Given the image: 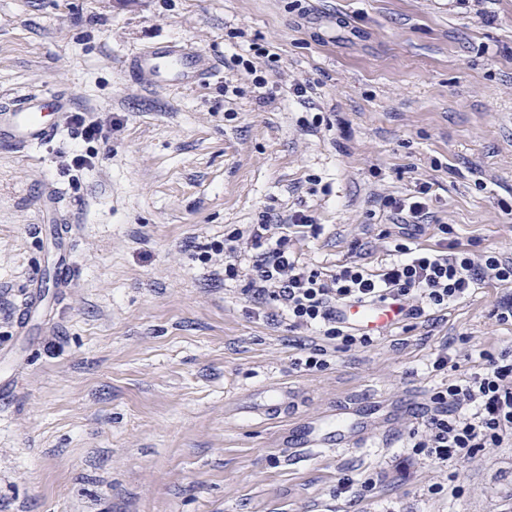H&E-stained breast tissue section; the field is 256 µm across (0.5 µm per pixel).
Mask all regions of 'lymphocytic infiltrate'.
<instances>
[{"label": "lymphocytic infiltrate", "instance_id": "1", "mask_svg": "<svg viewBox=\"0 0 512 512\" xmlns=\"http://www.w3.org/2000/svg\"><path fill=\"white\" fill-rule=\"evenodd\" d=\"M431 186L416 184L404 197H385L386 208L401 223L394 234L390 261L372 271L353 263L329 273L303 262L295 248L301 238H318L322 225L296 210L285 224L248 225L224 238V275L244 278V292L255 304L274 306L289 327L313 329L345 346H367L371 337L342 325L337 306L356 302H396L406 318L418 319L446 310L467 297L479 283L512 284V258L475 252L450 238L440 225L433 247L415 245L416 233L430 214ZM424 437L411 441L422 461L467 459L476 451L512 437V355H486L480 372L437 388Z\"/></svg>", "mask_w": 512, "mask_h": 512}]
</instances>
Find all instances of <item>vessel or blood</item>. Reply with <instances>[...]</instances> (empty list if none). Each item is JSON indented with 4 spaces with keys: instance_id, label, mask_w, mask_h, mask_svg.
<instances>
[{
    "instance_id": "b4317fda",
    "label": "vessel or blood",
    "mask_w": 512,
    "mask_h": 512,
    "mask_svg": "<svg viewBox=\"0 0 512 512\" xmlns=\"http://www.w3.org/2000/svg\"><path fill=\"white\" fill-rule=\"evenodd\" d=\"M132 73L149 86L170 90L188 89L211 77L214 67L205 56L188 44L160 41L152 44L125 62ZM52 104L57 113L72 106L71 97L63 92L28 93L0 109V147L25 154L51 142L58 125L43 123L39 115L45 104ZM337 317L347 325L381 335L395 327L401 315L389 304H352L337 309ZM295 394L287 384L278 383L261 394L237 398L234 416L242 421H265L288 410ZM362 434L347 426H337L335 414H325L307 422L286 445L316 453L326 448H357Z\"/></svg>"
}]
</instances>
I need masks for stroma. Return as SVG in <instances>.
<instances>
[{
  "label": "stroma",
  "mask_w": 512,
  "mask_h": 512,
  "mask_svg": "<svg viewBox=\"0 0 512 512\" xmlns=\"http://www.w3.org/2000/svg\"><path fill=\"white\" fill-rule=\"evenodd\" d=\"M158 40L191 44L216 74L138 83L124 62ZM239 55L278 85L273 102ZM298 82L311 98L288 94ZM42 88L71 93L107 140L81 171L64 164L85 146L73 128L30 159L0 150V512H512V438L412 465L421 422L402 415L358 448L282 445L338 404H425L483 353H512L494 315L512 289L482 283L346 348L250 302L223 255L202 258L304 209L324 230L297 243L303 261L377 268L393 230L381 198L423 181L419 244L445 224L512 256V0H0V105ZM316 115L318 130L302 126ZM47 188L58 204L40 206ZM64 250L76 279L57 288ZM318 345L327 365L306 369ZM444 350L455 368H434ZM279 382L296 393L288 414L232 422L235 396Z\"/></svg>",
  "instance_id": "35a3bbf8"
}]
</instances>
